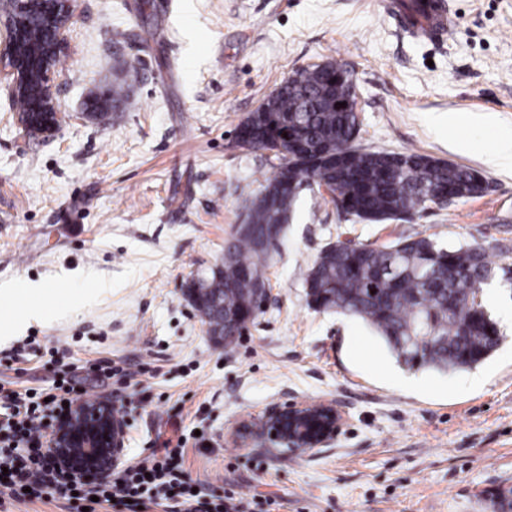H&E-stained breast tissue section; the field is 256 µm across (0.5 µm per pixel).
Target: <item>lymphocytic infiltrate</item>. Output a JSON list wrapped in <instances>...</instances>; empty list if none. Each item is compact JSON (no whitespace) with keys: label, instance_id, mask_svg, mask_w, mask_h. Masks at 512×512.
I'll return each instance as SVG.
<instances>
[{"label":"lymphocytic infiltrate","instance_id":"obj_1","mask_svg":"<svg viewBox=\"0 0 512 512\" xmlns=\"http://www.w3.org/2000/svg\"><path fill=\"white\" fill-rule=\"evenodd\" d=\"M81 384L73 369L62 370L60 380L47 395L11 389L0 383V402L8 412L0 418V506L28 499H49L76 493L90 512H102L111 504L125 512H152L165 506L168 512H230L223 497L195 490L184 468V451L165 449L113 473L105 483L77 485L58 469L43 431L67 413L68 405L81 397Z\"/></svg>","mask_w":512,"mask_h":512}]
</instances>
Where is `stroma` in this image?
Segmentation results:
<instances>
[{"instance_id":"35a3bbf8","label":"stroma","mask_w":512,"mask_h":512,"mask_svg":"<svg viewBox=\"0 0 512 512\" xmlns=\"http://www.w3.org/2000/svg\"><path fill=\"white\" fill-rule=\"evenodd\" d=\"M438 41L402 28L399 0H70L56 66L65 119L27 135L0 85V378L51 388L63 366L126 419L125 458L184 439L206 493L263 494L272 512H495L512 488V284L485 308L502 341L477 370L409 368L365 323L314 310L308 270L336 242L408 236L482 249L512 269V0H447ZM336 61L358 93L359 142L469 167L489 186L412 220L369 223L303 192L270 262V298L231 346L214 342L183 290L273 171L236 146L238 124L293 71ZM112 122L84 118L128 66ZM109 357L132 381H98ZM335 403L336 437L313 453L234 431L285 401Z\"/></svg>"}]
</instances>
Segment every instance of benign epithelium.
Instances as JSON below:
<instances>
[{
  "instance_id": "1",
  "label": "benign epithelium",
  "mask_w": 512,
  "mask_h": 512,
  "mask_svg": "<svg viewBox=\"0 0 512 512\" xmlns=\"http://www.w3.org/2000/svg\"><path fill=\"white\" fill-rule=\"evenodd\" d=\"M34 0H14L0 17V81L14 96L31 99L35 123L19 121L23 130L50 136L60 127L62 110L54 91L56 60L67 44L72 12L67 0H47L46 22L31 16ZM341 414L330 402L277 405L256 421L243 423L235 438L245 445L256 436L292 452L322 447L336 435ZM125 418L106 400H82L46 434L59 466L79 482L97 483L112 476L124 461Z\"/></svg>"
}]
</instances>
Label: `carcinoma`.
I'll return each mask as SVG.
<instances>
[{
	"label": "carcinoma",
	"instance_id": "cac0c4a2",
	"mask_svg": "<svg viewBox=\"0 0 512 512\" xmlns=\"http://www.w3.org/2000/svg\"><path fill=\"white\" fill-rule=\"evenodd\" d=\"M343 65L328 61L285 78L237 127V143L269 151L278 164L254 196L249 222L224 244V268L198 287L200 299L224 308L213 323L235 315L249 302V284H267V270L280 249L285 225L310 181L328 185L342 212L372 223L405 220L431 198L480 195L486 180L462 165L419 153L371 152L357 144L359 117L335 107L349 89L338 79ZM136 69L112 86V98L89 101V117L112 123ZM294 135L299 155L283 134ZM495 267L478 247H444L428 237L400 239L386 247L327 245L309 270V302L372 327L404 364L437 370L473 367L498 347L501 335L487 311H478L480 285Z\"/></svg>",
	"mask_w": 512,
	"mask_h": 512
}]
</instances>
